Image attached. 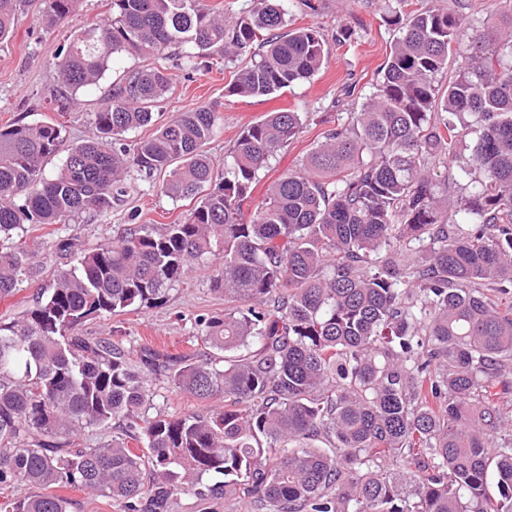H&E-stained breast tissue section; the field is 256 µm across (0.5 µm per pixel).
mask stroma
<instances>
[{
  "mask_svg": "<svg viewBox=\"0 0 512 512\" xmlns=\"http://www.w3.org/2000/svg\"><path fill=\"white\" fill-rule=\"evenodd\" d=\"M423 0H284L289 28L316 25L326 37L341 30L352 33L346 45L331 46L323 68L311 79L296 83L290 91L270 98L240 99L224 93L242 65L214 53L203 56L196 67L186 62V50L173 47L158 58L166 68L170 87L160 104L163 120L200 105L213 107L220 120L206 151L216 169H223L224 158L247 126L261 120L266 113L291 109L302 113V128L259 172L251 198L244 211L253 210L264 198L273 181L289 169L299 166L308 152L322 141L327 129L326 117L346 121L357 111L373 90L377 73L389 47L398 34L389 17L396 7L404 11L420 8ZM440 8L458 13L474 26L486 21L505 23L512 19V0H438ZM41 0H27L12 38L0 45V126L14 122L38 124L45 121L63 123L65 142L73 144L91 136L92 118L99 101L126 74L144 66L142 58L116 56L99 85L82 93L80 107L58 110L55 98L62 91L55 75V56L66 37L84 23L107 18L109 0H79L77 10L64 23L49 30L40 23ZM161 176L147 179L131 174L129 188L121 200L113 202L104 215H82L75 223L60 226L63 235L77 237L80 244L94 246L115 238L126 230L143 224H174L186 218L192 205L161 194L157 186ZM37 263L41 271L14 296L0 299V319L18 317L30 307L40 286L48 283L54 271L75 265L72 256L41 249ZM224 298L212 291L205 272L191 276L186 284L175 287L168 301L159 307L130 311L120 316L88 322L84 330L93 337L116 336L132 351L149 346L171 355H191L197 347L198 315L220 313ZM154 407L171 415L207 412L222 408L223 397L201 401L173 389L168 383L154 386Z\"/></svg>",
  "mask_w": 512,
  "mask_h": 512,
  "instance_id": "1",
  "label": "stroma"
}]
</instances>
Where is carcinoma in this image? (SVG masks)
Masks as SVG:
<instances>
[{
    "mask_svg": "<svg viewBox=\"0 0 512 512\" xmlns=\"http://www.w3.org/2000/svg\"><path fill=\"white\" fill-rule=\"evenodd\" d=\"M428 2L395 12L399 35L373 91L247 215L258 172L299 134L301 113L247 126L222 176L203 151L217 112L199 106L158 122L169 77L157 67L113 84L93 135L50 174L63 124L0 127V299L37 274L31 232L108 213L130 170L162 173L160 193L195 201L181 223L94 248L57 237L55 251L77 266L0 321V489H40L0 512H70L52 493L61 487L121 512H170L188 491L243 494L259 512H512V440L501 437L512 303L487 294L512 295V23L477 30ZM21 3L0 0V43ZM77 3L42 0L43 26ZM285 16L282 0L228 18L201 0H110V17L60 47L58 81L73 101L116 54L191 45L250 55L231 94H283L329 54L314 25L259 42ZM451 56L461 60L452 72ZM150 125L133 149L115 148ZM470 135L471 154L457 156ZM445 157L454 165L440 182L432 166ZM397 242L419 254L395 255ZM200 267L224 312L199 316L198 338L220 355H135L82 335L95 318L165 304ZM161 377L199 400L224 396V410L150 414L151 379ZM113 423L110 440L84 444L85 429Z\"/></svg>",
    "mask_w": 512,
    "mask_h": 512,
    "instance_id": "cac0c4a2",
    "label": "carcinoma"
}]
</instances>
